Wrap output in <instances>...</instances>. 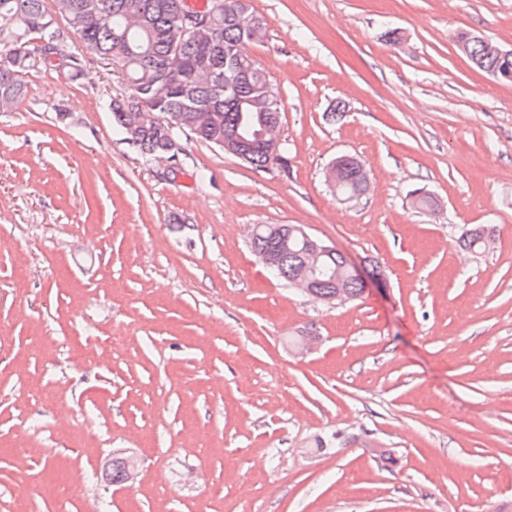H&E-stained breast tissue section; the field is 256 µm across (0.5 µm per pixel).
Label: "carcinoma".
<instances>
[{
  "label": "carcinoma",
  "mask_w": 512,
  "mask_h": 512,
  "mask_svg": "<svg viewBox=\"0 0 512 512\" xmlns=\"http://www.w3.org/2000/svg\"><path fill=\"white\" fill-rule=\"evenodd\" d=\"M240 0H52L46 10L44 0H0V112L11 110L24 96L23 74L43 64L36 40L44 34L56 37L61 45L69 34H77L88 50L112 61L128 83L129 93L112 99L108 107L116 130L129 138V128L140 124L134 146L143 158L165 154L169 137L181 133L219 149L239 138L253 143L246 163L260 168L278 162L256 141L264 126L281 125V106L268 104L265 88L267 71L252 60L246 46L266 37V22L249 11L246 22L238 12ZM210 15L211 26L193 36L184 35L178 17L188 8ZM62 17L63 29L55 22ZM465 55L480 70L496 71L504 82H512V55L491 53L473 35L463 32ZM239 74L232 90L224 91V73ZM153 112L158 121L143 124L140 115ZM342 180L338 196L347 199L358 192L353 158L340 162ZM287 224H258L251 231L249 248L258 257L274 256L271 274L291 283L300 268L306 241L295 233L288 247L280 246ZM490 233L483 227L463 234L464 246L484 253L491 247ZM317 293L330 302L336 299V278L343 279L342 300H355L363 284L350 277L345 257L329 246L320 260ZM114 484L127 480L126 458L115 457L107 474Z\"/></svg>",
  "instance_id": "carcinoma-1"
}]
</instances>
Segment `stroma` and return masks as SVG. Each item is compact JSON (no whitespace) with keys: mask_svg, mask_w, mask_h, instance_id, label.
Instances as JSON below:
<instances>
[{"mask_svg":"<svg viewBox=\"0 0 512 512\" xmlns=\"http://www.w3.org/2000/svg\"><path fill=\"white\" fill-rule=\"evenodd\" d=\"M252 6L283 163L185 134L145 160L107 107L126 82L74 35L82 76L32 70L0 112V512H512V83L456 42L512 48V0ZM341 154L372 176L350 203ZM258 224L383 278L308 298ZM476 226L492 251L462 245ZM116 454L132 489L101 477ZM345 158L340 162V168L342 169V180L341 179V171L340 168L335 166V164H332L330 167H328L327 170V182L331 187L335 188V185L337 186V193L338 196L342 197L343 201H352L354 198L347 199L350 196H353L358 192V182L356 178V171L358 174V177L360 178L361 185L364 188V192L360 194V196L366 194V192L370 189L371 183L370 178L368 174V170L366 166L363 164L362 161L357 160L356 168L353 161V156ZM347 199V200H346Z\"/></svg>","mask_w":512,"mask_h":512,"instance_id":"stroma-1","label":"stroma"}]
</instances>
